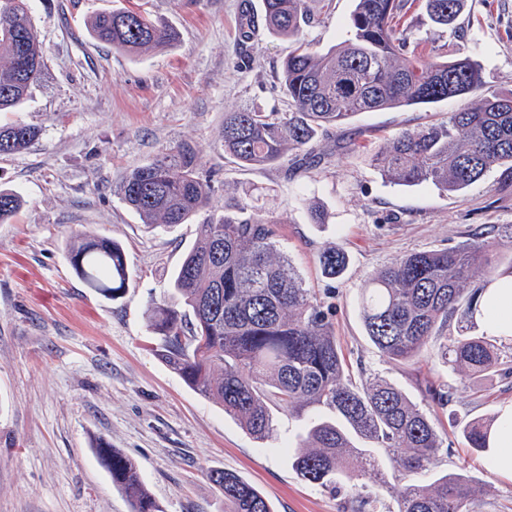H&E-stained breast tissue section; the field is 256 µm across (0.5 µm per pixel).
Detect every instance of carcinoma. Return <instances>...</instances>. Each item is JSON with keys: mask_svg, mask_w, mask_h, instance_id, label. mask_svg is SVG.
Wrapping results in <instances>:
<instances>
[{"mask_svg": "<svg viewBox=\"0 0 512 512\" xmlns=\"http://www.w3.org/2000/svg\"><path fill=\"white\" fill-rule=\"evenodd\" d=\"M432 22L452 24L461 0H421ZM413 0H356L350 34L325 52L302 39L310 22L307 0H263L269 31L295 48L283 62L286 112L230 110L224 113V153L243 167L276 163L307 149L320 134L342 127L363 112L429 105L477 92L480 65L471 58L443 60L434 50L410 45L407 13ZM89 34L129 54L164 48L178 33L147 14L120 9L96 13ZM43 53L29 15V0H0V112L21 105L40 79ZM40 130L23 123L0 126V155L20 153ZM393 183L431 184L444 192L463 190L497 168L512 180V93H489L478 104L448 113L441 122L407 128L372 156ZM188 143L133 168L119 186L123 202L145 228L188 224L209 207L211 181ZM24 205L0 188V223ZM278 222L248 198L210 211L196 225L194 243L171 275L175 301L155 303L150 328L160 336L157 354L196 392L215 400L224 413L259 440L274 432L272 409L292 415L316 410L292 465L311 484L338 493L355 490L349 512H384L389 485L374 490L360 480L386 457L407 481L398 512H478L470 480L446 473L432 483H410L413 475L438 468L443 443L427 415L402 390L382 377L352 380L336 341L332 291L319 296L304 287L278 245ZM67 258L76 274L107 299L129 288L130 272L114 241L81 232ZM512 254V225L491 236L473 234L453 248L405 255L374 273L362 291L366 336L391 361L419 357L451 321L459 333L440 345L435 358L467 377L503 364L494 340L470 336L480 289L467 283L476 264L497 273L491 259ZM322 272L339 276L346 254L333 245L319 257ZM492 422L472 420L462 429L469 448H487ZM93 449L131 505V512H162L131 457L104 439ZM229 512H273L268 499L239 475L210 471Z\"/></svg>", "mask_w": 512, "mask_h": 512, "instance_id": "1", "label": "carcinoma"}]
</instances>
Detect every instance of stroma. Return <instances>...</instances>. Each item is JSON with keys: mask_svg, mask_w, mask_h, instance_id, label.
Masks as SVG:
<instances>
[{"mask_svg": "<svg viewBox=\"0 0 512 512\" xmlns=\"http://www.w3.org/2000/svg\"><path fill=\"white\" fill-rule=\"evenodd\" d=\"M261 0H30L44 67L28 100L0 112V124L36 126L22 153L0 155V188L25 204L0 224V512H131L91 444L104 438L136 460L162 512H225L208 477L238 473L275 512H343L347 494L303 481L285 453L302 419L279 413L269 442L253 439L223 408L188 388L154 354L151 303L167 300L169 278L195 239L194 224L148 231L117 193L127 173L187 142L215 192L212 204L253 196L281 220L280 247L306 287L332 290L336 340L354 378L378 375L426 412L448 455L479 490L480 512H512V481L491 473L460 431L512 401V374L474 381L428 357L385 360L365 334L361 292L374 272L415 251L451 248L482 227L512 225V185L500 170L456 193L391 183L370 154L402 128L439 121L475 95L424 109L354 116L314 143L317 159L239 166L225 155V111H288L279 72L292 45L260 22ZM144 11L175 28L171 47L138 57L92 40L85 21L116 7ZM355 0H316L302 37L325 51L347 37ZM257 19L248 37L246 16ZM417 40L448 59L468 56L486 91L512 92V0H462L454 27L433 25L419 5L408 12ZM324 212L316 223L315 212ZM89 231L118 242L132 272L110 300L88 288L66 255ZM335 243L343 274L322 276L318 255ZM440 380L455 390L441 406L425 393Z\"/></svg>", "mask_w": 512, "mask_h": 512, "instance_id": "obj_1", "label": "stroma"}]
</instances>
